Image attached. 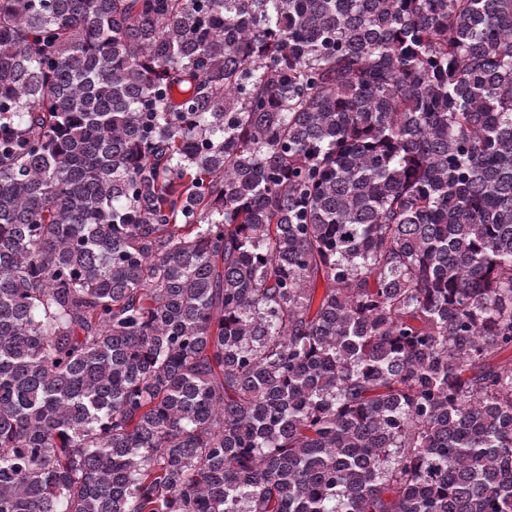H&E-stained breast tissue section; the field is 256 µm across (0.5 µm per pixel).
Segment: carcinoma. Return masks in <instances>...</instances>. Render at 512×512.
Wrapping results in <instances>:
<instances>
[{
  "mask_svg": "<svg viewBox=\"0 0 512 512\" xmlns=\"http://www.w3.org/2000/svg\"><path fill=\"white\" fill-rule=\"evenodd\" d=\"M512 0H0V512H512Z\"/></svg>",
  "mask_w": 512,
  "mask_h": 512,
  "instance_id": "1",
  "label": "carcinoma"
}]
</instances>
